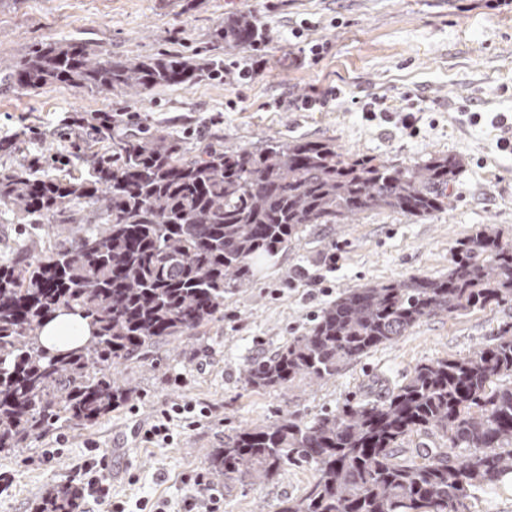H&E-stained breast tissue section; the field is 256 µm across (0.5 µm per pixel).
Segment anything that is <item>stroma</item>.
<instances>
[{"label": "stroma", "mask_w": 512, "mask_h": 512, "mask_svg": "<svg viewBox=\"0 0 512 512\" xmlns=\"http://www.w3.org/2000/svg\"><path fill=\"white\" fill-rule=\"evenodd\" d=\"M254 9L266 27L263 53L234 54L239 67L264 58L251 79L203 77L157 90L140 104L73 86L26 92L4 82L24 50L73 40L104 57L163 51L224 59L209 34L228 14ZM325 44L322 59L308 48ZM315 107L303 106L304 98ZM481 122H473V113ZM512 116V4L486 0H0V169L86 176L97 118L115 132L149 127L190 149L232 151L264 139L323 140L339 151L422 162L439 153L461 159L448 187L451 205L425 219L387 210L349 224H313L273 256L258 259L249 287L224 297V317L189 340L162 342L152 364L123 369L139 396L97 423L59 421L17 456L0 455V512H35L49 486L86 483V463L103 464L122 512H202L209 495L223 512H276L302 495L313 473L291 466L272 480L199 483L203 462L227 436L279 415L315 418L360 395L376 398L421 363L464 357L512 323V301L425 318L395 342L346 365L327 383L253 388L247 363L305 333L346 289L412 275L447 273L456 242L491 224L512 239V154L500 151L493 116ZM334 267H327L328 257ZM212 407L210 417L175 421L169 443L141 431L172 405Z\"/></svg>", "instance_id": "obj_1"}]
</instances>
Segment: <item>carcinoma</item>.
Returning <instances> with one entry per match:
<instances>
[{
    "mask_svg": "<svg viewBox=\"0 0 512 512\" xmlns=\"http://www.w3.org/2000/svg\"><path fill=\"white\" fill-rule=\"evenodd\" d=\"M224 53L265 47L251 10L218 23ZM221 61L181 54L112 60L73 42L26 51L5 80L37 91L73 85L142 102ZM104 154L87 177L0 171V222L65 224L66 243L0 265V453L17 452L56 421L87 426L138 396L116 376L145 364L162 340L189 336L224 317V293L252 283L253 260L274 255L309 224H346L388 209L426 218L448 208L462 162L433 155L418 163L346 156L326 141H264L232 152L189 154L173 134L115 136L95 127ZM94 207V227L75 207ZM512 300V240L491 224L453 247L448 274L409 276L349 288L307 333L249 362L254 388L321 384L423 318ZM63 310L89 319L91 336L51 353L41 329ZM512 325L467 357L417 365L381 400L348 399L305 422L283 414L244 427L206 458L210 482L248 474L263 483L296 465L313 470L304 493L277 512H468L470 491L512 471ZM438 435L444 448H404ZM83 489L49 488L37 512H81Z\"/></svg>",
    "mask_w": 512,
    "mask_h": 512,
    "instance_id": "carcinoma-1",
    "label": "carcinoma"
}]
</instances>
